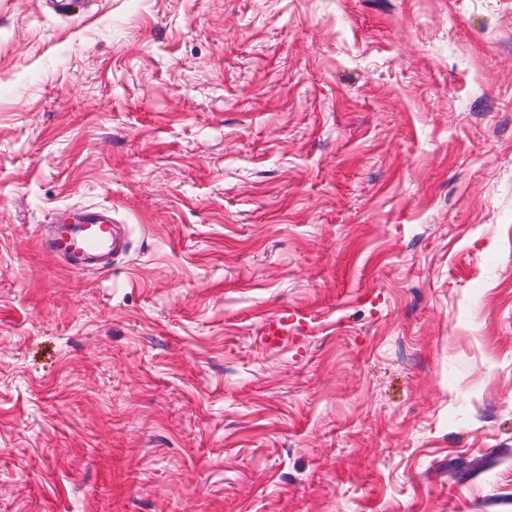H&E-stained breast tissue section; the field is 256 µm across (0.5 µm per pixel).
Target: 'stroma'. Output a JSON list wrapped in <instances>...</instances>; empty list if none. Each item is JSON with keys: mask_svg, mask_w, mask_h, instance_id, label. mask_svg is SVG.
<instances>
[{"mask_svg": "<svg viewBox=\"0 0 512 512\" xmlns=\"http://www.w3.org/2000/svg\"><path fill=\"white\" fill-rule=\"evenodd\" d=\"M0 512H512V0H0ZM51 226L54 233L42 237V247L72 271L95 268L108 272L126 251V240L119 232V226L108 224L98 211L87 210L79 214L62 211ZM288 318L274 317L267 319L262 327V340L268 347H277L288 341Z\"/></svg>", "mask_w": 512, "mask_h": 512, "instance_id": "1", "label": "stroma"}]
</instances>
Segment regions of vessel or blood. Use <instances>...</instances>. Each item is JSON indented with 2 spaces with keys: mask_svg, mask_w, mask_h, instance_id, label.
<instances>
[{
  "mask_svg": "<svg viewBox=\"0 0 512 512\" xmlns=\"http://www.w3.org/2000/svg\"><path fill=\"white\" fill-rule=\"evenodd\" d=\"M53 228V235L43 238L41 244L50 256L75 272L88 268L110 271L126 250V240L117 225L109 224L103 214L94 210L78 214L60 212ZM288 335L287 318L274 317L263 324L261 336L266 346H280Z\"/></svg>",
  "mask_w": 512,
  "mask_h": 512,
  "instance_id": "obj_1",
  "label": "vessel or blood"
}]
</instances>
